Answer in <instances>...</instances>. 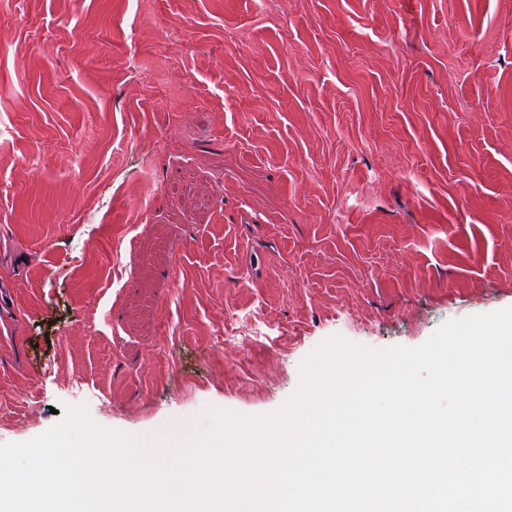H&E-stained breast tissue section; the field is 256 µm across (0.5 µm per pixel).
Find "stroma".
Segmentation results:
<instances>
[{"label":"stroma","mask_w":512,"mask_h":512,"mask_svg":"<svg viewBox=\"0 0 512 512\" xmlns=\"http://www.w3.org/2000/svg\"><path fill=\"white\" fill-rule=\"evenodd\" d=\"M0 286V444L512 307V0H0Z\"/></svg>","instance_id":"stroma-1"}]
</instances>
